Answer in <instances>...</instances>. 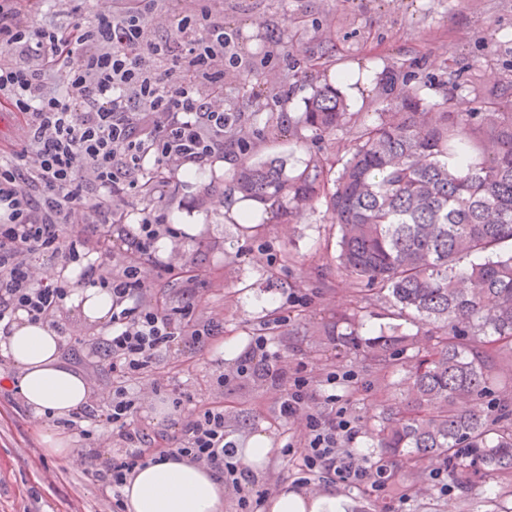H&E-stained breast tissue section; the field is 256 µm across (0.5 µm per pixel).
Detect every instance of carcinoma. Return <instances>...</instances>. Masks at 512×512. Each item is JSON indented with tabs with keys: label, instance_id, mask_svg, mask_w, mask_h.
Returning <instances> with one entry per match:
<instances>
[{
	"label": "carcinoma",
	"instance_id": "cac0c4a2",
	"mask_svg": "<svg viewBox=\"0 0 512 512\" xmlns=\"http://www.w3.org/2000/svg\"><path fill=\"white\" fill-rule=\"evenodd\" d=\"M381 99L384 111L367 123L325 86L288 127L271 126L280 136L309 130L329 150L346 130L337 177L321 155L293 176L274 159L243 160L230 185L282 224L325 198L339 232L336 262L357 301L385 303L389 316L438 329L434 346L408 365L404 398L394 403L386 379L395 354L414 340L392 333L364 342L355 312L324 329L377 366L388 404L371 437L403 461L409 485L419 486L436 461L507 482L512 406L492 396L512 394V82L479 112H429L395 73ZM487 399L493 416L480 408Z\"/></svg>",
	"mask_w": 512,
	"mask_h": 512
}]
</instances>
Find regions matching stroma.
<instances>
[{
  "mask_svg": "<svg viewBox=\"0 0 512 512\" xmlns=\"http://www.w3.org/2000/svg\"><path fill=\"white\" fill-rule=\"evenodd\" d=\"M16 7L23 20L37 24H68L77 10L85 19L93 17L91 0H17ZM211 9L233 32L238 57L237 66L226 69L224 108L251 126L249 157L280 158L290 173L304 168L319 140L308 131L267 140L265 125L273 118H297L306 100L335 82L337 73L372 70L363 90L345 95L350 111L369 122L382 108L379 86L393 73L433 110L449 103L479 111L489 91L512 80V0H213ZM236 152V146H225L223 160L183 171L165 205L170 224L203 227L187 240L201 275L200 310L223 321L225 337L247 344L263 322L280 314L287 295L303 288L311 304L290 310L288 325L272 331L271 348L283 363L316 378L331 371L352 374L336 395L359 429L355 450L379 460L369 434L383 409L379 378L363 354L323 333L352 299L334 259L338 231L320 201L295 224L278 223L272 211L254 207L258 231L241 236L231 221L233 196L226 194L217 206L201 202L207 185L225 191ZM61 321L63 359L85 375L100 402L110 401L112 374L87 345L108 336V325L86 323L69 309ZM232 369L208 347L193 351L176 344L161 350L130 383L142 398L138 423L150 433L172 430L176 395L187 410L223 402L234 441L261 428L273 439L277 451L254 488L277 492L294 479L295 463L283 448L303 442V423L280 417V393L268 383L242 378L221 389L213 385L214 374ZM0 374V512H110L111 498L85 474L78 456L47 454L39 421L14 389L19 371L10 360L0 361ZM345 496L351 512H512V492L492 481H469L445 496L432 489L415 493L403 481L384 493L366 487Z\"/></svg>",
  "mask_w": 512,
  "mask_h": 512,
  "instance_id": "1",
  "label": "stroma"
}]
</instances>
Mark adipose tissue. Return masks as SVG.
Wrapping results in <instances>:
<instances>
[{
  "label": "adipose tissue",
  "instance_id": "adipose-tissue-1",
  "mask_svg": "<svg viewBox=\"0 0 512 512\" xmlns=\"http://www.w3.org/2000/svg\"><path fill=\"white\" fill-rule=\"evenodd\" d=\"M67 305L92 324L104 323L112 313L111 295L92 287L75 289ZM10 329L0 336V356L20 371L19 391L43 423L48 453L70 456L52 421L85 405L89 385L63 359V341L48 324L29 322L20 311ZM123 495L127 512H224L222 482L210 468L186 458L164 457L137 469ZM349 507V500L333 490L312 495L288 487L264 502L266 512H348Z\"/></svg>",
  "mask_w": 512,
  "mask_h": 512
}]
</instances>
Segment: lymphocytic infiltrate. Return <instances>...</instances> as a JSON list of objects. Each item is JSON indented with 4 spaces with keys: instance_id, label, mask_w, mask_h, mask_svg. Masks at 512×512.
<instances>
[{
    "instance_id": "obj_1",
    "label": "lymphocytic infiltrate",
    "mask_w": 512,
    "mask_h": 512,
    "mask_svg": "<svg viewBox=\"0 0 512 512\" xmlns=\"http://www.w3.org/2000/svg\"><path fill=\"white\" fill-rule=\"evenodd\" d=\"M156 9L157 0H96L93 21L74 18L64 32L22 21L0 0V48L15 58L0 64V92L25 116L23 147L0 158V323L21 310L30 322L54 327L75 286L110 293L112 334L92 342L91 352L109 360L112 399L90 398L61 425L85 441L95 428H109L118 454L95 477L113 512H121L129 476L161 455L213 469L240 488L239 512H259L260 497L241 489L249 475L228 439L223 403L196 406L184 412L177 431L152 436L136 423L141 399L127 386L161 349L180 342L202 348L223 333L220 321L196 316L195 259L160 203L181 171L223 157L237 117L211 93L223 90L224 66L237 59L226 54L231 34L206 7L171 18V38L148 40ZM149 167L168 171L169 180L146 187ZM146 195L153 205L140 209L125 249H116L105 228L125 222L133 199ZM163 239L174 253L167 262L155 257ZM36 256L42 268L34 267ZM74 265L75 280L67 274ZM149 268L181 282L183 305L153 298ZM288 321L283 313L263 323L234 373L217 374L216 385L258 376L280 390V416L304 421L296 451L302 483L387 491L389 468L348 446L356 428L346 407L332 393L324 399L328 411L311 406L318 390L348 383L350 374L332 371L317 380L303 369L273 365L268 333Z\"/></svg>"
}]
</instances>
